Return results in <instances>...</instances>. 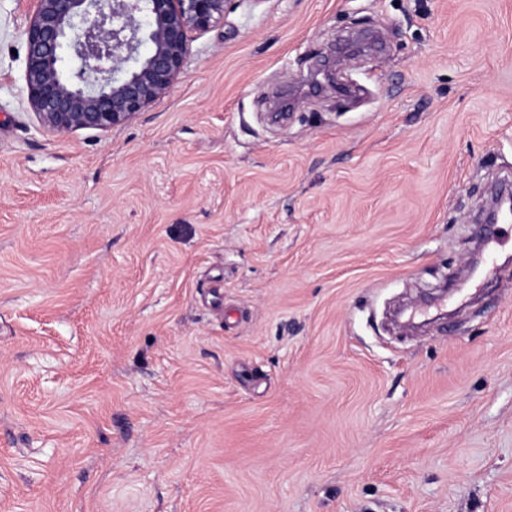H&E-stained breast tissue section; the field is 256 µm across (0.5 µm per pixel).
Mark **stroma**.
I'll use <instances>...</instances> for the list:
<instances>
[{"mask_svg": "<svg viewBox=\"0 0 512 512\" xmlns=\"http://www.w3.org/2000/svg\"><path fill=\"white\" fill-rule=\"evenodd\" d=\"M35 9L0 0V512H512V245L467 268L512 0H228L166 95L69 134ZM372 32L353 96L272 115Z\"/></svg>", "mask_w": 512, "mask_h": 512, "instance_id": "1", "label": "stroma"}]
</instances>
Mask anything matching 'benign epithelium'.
<instances>
[{"instance_id": "obj_1", "label": "benign epithelium", "mask_w": 512, "mask_h": 512, "mask_svg": "<svg viewBox=\"0 0 512 512\" xmlns=\"http://www.w3.org/2000/svg\"><path fill=\"white\" fill-rule=\"evenodd\" d=\"M36 2L25 30L27 100L42 128L67 134L127 124L168 93L189 32L223 20L227 0Z\"/></svg>"}]
</instances>
